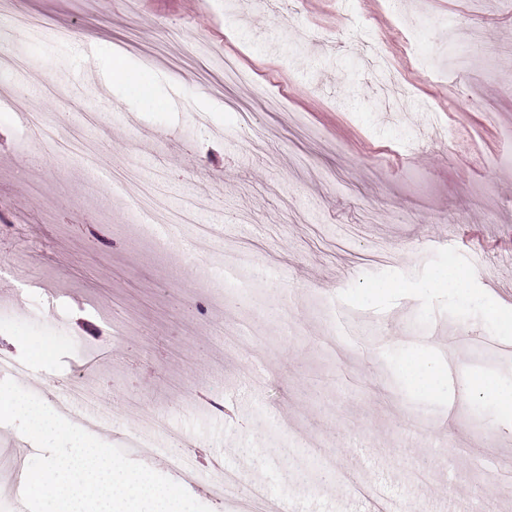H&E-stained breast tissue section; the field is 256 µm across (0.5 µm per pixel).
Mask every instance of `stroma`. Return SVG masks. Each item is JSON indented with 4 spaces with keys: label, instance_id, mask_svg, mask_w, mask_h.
Returning <instances> with one entry per match:
<instances>
[{
    "label": "stroma",
    "instance_id": "1",
    "mask_svg": "<svg viewBox=\"0 0 512 512\" xmlns=\"http://www.w3.org/2000/svg\"><path fill=\"white\" fill-rule=\"evenodd\" d=\"M7 10L0 44L22 65L0 70V347L27 364L23 388L52 408L73 382L111 395L93 434L118 447L137 411L159 415L165 447L138 462L211 512L236 509L212 492L222 466L286 512H455L512 484L496 399L452 411L444 380L410 376L453 360L512 387V0ZM116 50L138 91L107 87ZM26 111L89 153L46 143L33 162ZM118 175L195 206L209 247L160 246ZM451 274L463 287H440ZM37 453L0 424V512H21L11 488Z\"/></svg>",
    "mask_w": 512,
    "mask_h": 512
}]
</instances>
